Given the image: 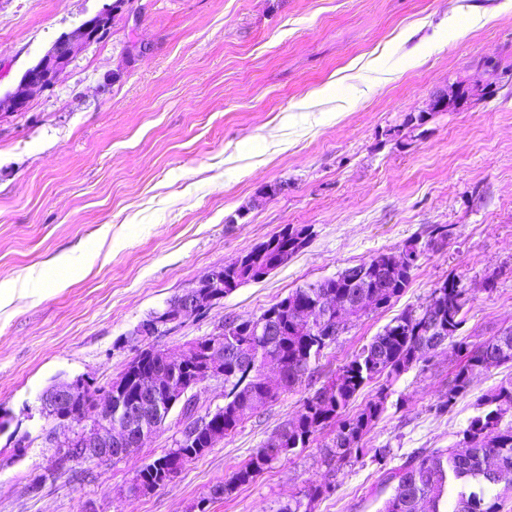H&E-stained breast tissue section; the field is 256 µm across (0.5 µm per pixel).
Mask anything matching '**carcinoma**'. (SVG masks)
Segmentation results:
<instances>
[{
	"instance_id": "cac0c4a2",
	"label": "carcinoma",
	"mask_w": 512,
	"mask_h": 512,
	"mask_svg": "<svg viewBox=\"0 0 512 512\" xmlns=\"http://www.w3.org/2000/svg\"><path fill=\"white\" fill-rule=\"evenodd\" d=\"M449 235L448 226L440 225L435 227L432 240L421 246L418 240L412 239L404 250L409 253L419 247L426 250L432 242L443 241ZM309 236L307 226L285 225L273 238L246 253L250 259L248 266L224 271V289L219 298L245 283L264 279L277 269L272 260L281 248L299 250ZM374 261L369 267L359 264L346 268L334 278L321 280L317 288L299 287L256 318L224 321V343L247 344L245 359L224 357V434H231L245 416L257 414L270 404L265 395L270 382L258 366L250 365L255 353L283 362L297 384L310 370L311 360L336 342L340 331L347 330L368 313L366 309H356L338 317L336 322L324 324L313 335L292 320L290 310L295 305L326 293L343 299L356 292H372L377 295L374 308H384L408 287L417 267L414 263L391 272L387 268L390 257L383 253ZM465 304V289L452 279L434 289L424 309L407 310L396 317L356 351L326 385L305 399L299 414L274 432L280 443L264 442L249 462L222 484V493L229 494L236 486L254 481L281 455L306 447L317 433L329 426L334 430L331 444L325 448V462L340 465L357 457L360 442L385 410L387 393L380 392L376 400L353 414L348 412L352 400L372 381L383 376L390 380L425 362L426 355L446 341L464 354L466 363L436 404L440 413L451 410L458 397L467 391L473 370L512 364L511 330L477 345L457 338L464 324ZM428 313L440 320L441 334L437 342L427 335L424 316ZM267 317L275 324L276 335H256L258 322ZM479 409L481 412L471 418L463 438L454 448L417 452L395 468L387 467L385 452L377 455L375 461L382 472V484L394 485L393 493L384 500L379 512H421L424 506L427 512H500L503 499L512 495V423L502 424L505 414L512 410V382L484 395ZM167 472L164 455L145 465L135 480L143 484L158 483L165 479ZM323 493L320 487L310 488L303 497L281 506L278 512H312L313 502Z\"/></svg>"
}]
</instances>
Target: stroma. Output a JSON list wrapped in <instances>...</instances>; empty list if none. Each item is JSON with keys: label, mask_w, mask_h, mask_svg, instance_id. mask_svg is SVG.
Segmentation results:
<instances>
[{"label": "stroma", "mask_w": 512, "mask_h": 512, "mask_svg": "<svg viewBox=\"0 0 512 512\" xmlns=\"http://www.w3.org/2000/svg\"><path fill=\"white\" fill-rule=\"evenodd\" d=\"M113 0H0V91L60 36ZM74 58L26 111L0 112V512H278L307 489L313 512H378L376 449L400 465L452 448L478 399L512 365L474 371L435 411L460 363L444 345L390 384L357 460L330 470L324 429L252 483L215 500L267 438L299 413L395 317L421 310L455 278L467 291L461 334L477 344L512 330V0H141ZM456 26H448V16ZM146 45L137 58L128 40ZM489 87L481 100L411 119L438 91ZM310 237L287 266L152 337L134 328L215 266L285 225ZM448 226L407 288L325 349L302 381L145 496L126 489L163 456L183 418L173 409L117 462L52 471L48 432L73 425L40 411L53 382L84 377L106 391L137 353L179 354L224 320L259 316L306 283L335 276ZM69 255L68 285L52 260ZM493 289H486V282ZM27 447H18L21 438Z\"/></svg>", "instance_id": "1"}]
</instances>
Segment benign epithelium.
<instances>
[{
  "label": "benign epithelium",
  "instance_id": "1",
  "mask_svg": "<svg viewBox=\"0 0 512 512\" xmlns=\"http://www.w3.org/2000/svg\"><path fill=\"white\" fill-rule=\"evenodd\" d=\"M111 17V9L106 8L83 21L75 31L54 41L45 54L23 73L18 87L0 95V112H22L26 108L29 92L55 86L77 54L97 41L109 27ZM479 95H484V92L460 83L454 96L446 93L434 96L428 112H446L461 101ZM223 287L224 267L211 269L192 287L173 298L164 309L139 323L133 335L150 336L180 324L215 300L217 290ZM365 302L366 299L358 293L352 302L324 298L317 305L297 308L295 318L312 328L316 323L321 325ZM144 356L154 359L165 370L143 376L139 393L133 399L123 395L127 384L125 375L112 382L103 404L90 398L93 384L85 378L58 382L43 391L40 397L42 411L59 420L71 421L73 415L70 409L84 402L89 405V411L78 422L79 429L71 436L61 441L55 435H49V441L58 448L55 467L73 462L101 464L123 459L129 450L141 447L145 437L165 423L173 407L193 401L192 391L195 388L210 380H224V325L217 326L211 333V341L202 355L195 345L190 344L176 358L158 348L144 353ZM222 420V406L184 420L174 446L186 445L199 433L208 431L211 432L209 442L216 443L224 438V431L214 428V424Z\"/></svg>",
  "mask_w": 512,
  "mask_h": 512
}]
</instances>
